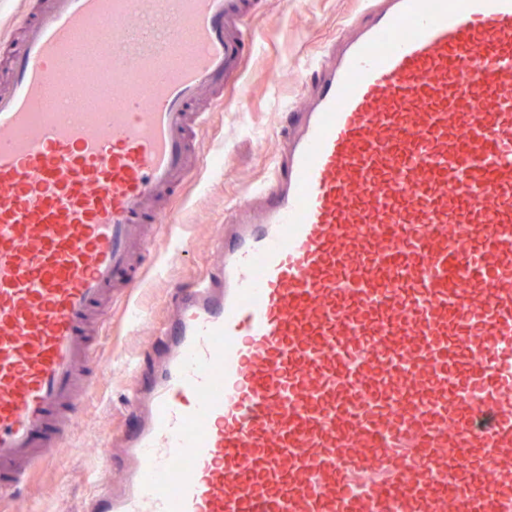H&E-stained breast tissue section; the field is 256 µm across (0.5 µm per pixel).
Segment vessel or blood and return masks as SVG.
Instances as JSON below:
<instances>
[{
  "label": "vessel or blood",
  "instance_id": "1",
  "mask_svg": "<svg viewBox=\"0 0 512 512\" xmlns=\"http://www.w3.org/2000/svg\"><path fill=\"white\" fill-rule=\"evenodd\" d=\"M228 210L85 512H512V0H364ZM259 0H32L0 84V498L55 462Z\"/></svg>",
  "mask_w": 512,
  "mask_h": 512
}]
</instances>
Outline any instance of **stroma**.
<instances>
[{"mask_svg":"<svg viewBox=\"0 0 512 512\" xmlns=\"http://www.w3.org/2000/svg\"><path fill=\"white\" fill-rule=\"evenodd\" d=\"M359 8V0H261L250 20L259 39L257 53L246 59L240 83L227 90L243 101L244 109L215 113L203 140L211 163L185 187L179 201L182 222L158 238V256L147 264L141 288L128 304L113 308L96 383L55 450V466L21 488L7 512H82L96 489L118 481L122 462L106 460L104 451L133 425L129 396L136 378L131 362L146 360L157 341L154 330L176 290L212 270V242L227 207L267 179L270 157L288 127L286 105L299 104L318 79L307 67L309 57L336 42ZM133 309L139 313L134 321L129 318Z\"/></svg>","mask_w":512,"mask_h":512,"instance_id":"stroma-1","label":"stroma"}]
</instances>
